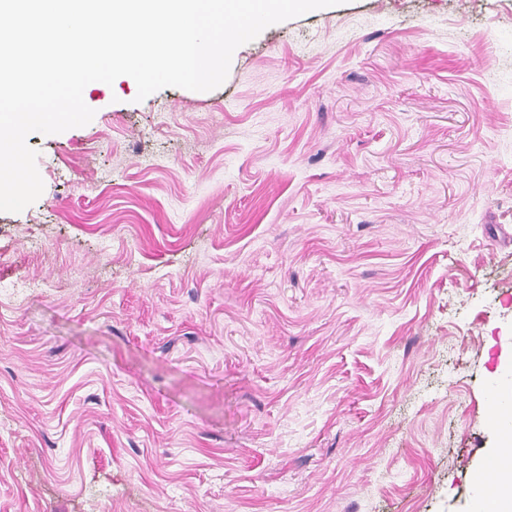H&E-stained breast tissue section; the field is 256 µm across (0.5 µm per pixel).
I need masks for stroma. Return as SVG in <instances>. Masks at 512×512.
Here are the masks:
<instances>
[{"mask_svg": "<svg viewBox=\"0 0 512 512\" xmlns=\"http://www.w3.org/2000/svg\"><path fill=\"white\" fill-rule=\"evenodd\" d=\"M84 96L0 212V512H469L512 365V0H345L218 88Z\"/></svg>", "mask_w": 512, "mask_h": 512, "instance_id": "stroma-1", "label": "stroma"}]
</instances>
